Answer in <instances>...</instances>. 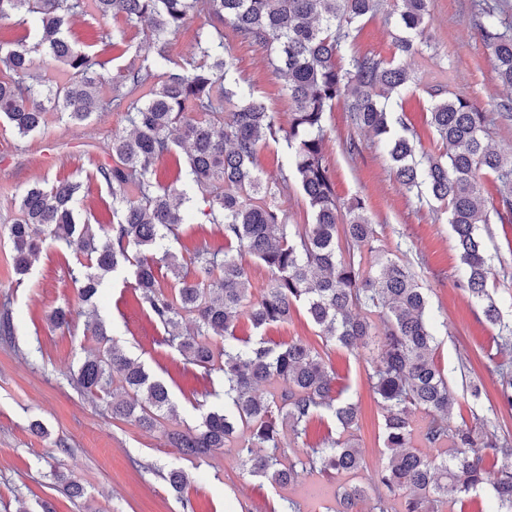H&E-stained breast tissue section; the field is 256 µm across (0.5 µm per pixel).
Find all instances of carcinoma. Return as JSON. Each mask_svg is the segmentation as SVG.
Segmentation results:
<instances>
[{"label":"carcinoma","mask_w":512,"mask_h":512,"mask_svg":"<svg viewBox=\"0 0 512 512\" xmlns=\"http://www.w3.org/2000/svg\"><path fill=\"white\" fill-rule=\"evenodd\" d=\"M396 2L398 56L385 60L352 51L361 22L377 15L382 0H0V20L36 19L34 34L0 42L1 121L21 137L40 131L51 110L73 124L116 110L128 123L107 146L112 164L99 168L112 189L116 222H78V183L37 184L22 191L20 217L3 233L22 275L47 238L64 243L76 257L71 279L89 304L101 293L105 274L129 266L133 288L167 331V344L223 377V406L195 427L179 429L168 387L128 357L99 319L91 320L98 347L80 363L75 388L108 394L113 417L148 431L171 421L174 427L164 433L184 457H207L238 439L240 464L279 487L295 480L298 466L325 474L362 467L354 442L357 406L339 399L336 377L316 348L301 340L279 349L262 340L235 343L241 318L261 331L288 321L301 305L325 341L351 350L377 344L368 381L385 411L384 447L391 454L378 473L371 512H389L390 501L401 495L404 512H441L450 500L464 501L485 483L488 450L497 467L492 507L512 512V440L448 423L453 395L434 359L424 289L409 264L372 246L375 229L365 204L338 202L326 159V115L342 100L352 124L385 145L406 190L448 211L465 270L459 287L498 326L496 350L511 349L512 322L503 321L489 292L490 257L479 230H489L494 215L501 221L512 215V147L493 149L486 142L489 126L512 120V100L495 113L479 112L463 96L433 91L430 126L447 151L417 153L413 132L388 109V95L415 81L403 58L428 45L430 0ZM472 7L484 18L480 33L496 78L512 87V5L474 0ZM88 8L110 24L102 38L116 58L129 53L126 29L139 25L153 37V56L135 54L109 68L90 46L71 42L68 25ZM194 18L203 19L195 53L173 56L171 40ZM231 37L269 52L288 96L286 121L241 89ZM52 62L64 67V83L38 73L40 64ZM104 86L106 97L100 95ZM281 138L293 172L269 181L259 153L267 140ZM162 160L174 165L171 181L161 178ZM184 171L203 194L205 222L221 225L222 251L201 249L185 259L166 245L179 240L188 223L177 191ZM487 176L498 182L499 207L492 212L481 195ZM296 190L309 207V224L290 223L282 207ZM245 254L272 273L255 301ZM163 268L173 281L168 288L158 279ZM187 318L193 328L184 333L178 327ZM496 371L502 403L511 410L512 365L499 363ZM274 383L278 389L268 398L257 396L258 388ZM324 410L336 420L338 436L288 458L283 433L301 439ZM416 411L429 416L421 442L428 448L449 443L451 454L431 457L410 449ZM163 480L180 495L190 475L172 469ZM364 496L357 485L339 488L336 512H354Z\"/></svg>","instance_id":"cac0c4a2"}]
</instances>
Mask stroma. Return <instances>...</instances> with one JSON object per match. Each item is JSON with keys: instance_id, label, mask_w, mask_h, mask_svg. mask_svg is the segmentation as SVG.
I'll return each instance as SVG.
<instances>
[{"instance_id": "35a3bbf8", "label": "stroma", "mask_w": 512, "mask_h": 512, "mask_svg": "<svg viewBox=\"0 0 512 512\" xmlns=\"http://www.w3.org/2000/svg\"><path fill=\"white\" fill-rule=\"evenodd\" d=\"M392 0H383V13L363 21L355 48L392 59L396 47L393 26L384 21ZM471 0H431L429 45L410 61L417 82L394 95L392 109L413 131L418 150L437 154L443 147L429 125L434 102L430 88L442 84L447 92L466 97L482 112L497 111L512 92L501 85L481 39L480 17ZM235 76L269 111L285 113L288 99L283 82L268 64L265 50L231 41ZM124 115L105 112L80 125L47 116L45 126L27 137L0 126V228L13 222L15 198L28 185L69 179L80 182L79 219L112 222V192L96 177L97 166L110 163L106 150L114 133L125 128ZM326 156L340 203L363 199L378 237L388 249H400L429 298V318L437 339L435 361L448 378L455 404L451 424L485 417L486 434L512 433V413L487 412L498 403L500 380L490 356L495 353L496 325L488 322L481 303L458 286L464 275L447 213L434 211L406 191L397 180L384 146L354 128L344 104H336L327 119ZM361 150L347 155L346 138ZM192 223L183 225L177 250L184 255L208 248L220 250L224 237L217 225L202 221L205 204L190 191ZM488 242L493 256L490 282L504 320H512V221L493 223ZM76 258L56 241L47 242L28 275L17 276L11 245L0 237V304H7L15 326L13 338L0 337V512H283L297 502L301 512H336V492L344 485L371 488L386 461L384 412L373 397L367 376L371 355L352 352L323 341L304 309L289 321L268 327L264 336L272 347L300 339L314 346L336 386L360 410L356 443L363 466L353 474L299 471L291 485L273 486L243 471L235 447L186 462L170 448L162 430L145 431L131 421L115 419L101 396L74 388L71 375L96 341L86 327L88 307L77 296L70 277ZM110 336L151 376L169 388L184 424L196 425L204 408L217 406L213 389L218 375L187 363L165 342L166 332L139 300L125 273L108 275L96 302ZM59 306L71 307L70 326L57 328L48 320ZM468 368L482 395L473 399L462 385L461 368ZM174 467L187 469L191 482L175 495L162 479ZM73 471L84 488L82 497L64 493L54 476Z\"/></svg>"}]
</instances>
